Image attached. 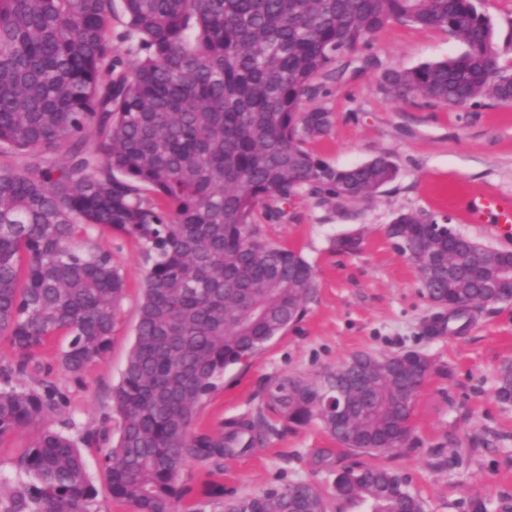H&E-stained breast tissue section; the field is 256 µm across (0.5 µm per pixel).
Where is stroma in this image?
Returning a JSON list of instances; mask_svg holds the SVG:
<instances>
[{
	"label": "stroma",
	"instance_id": "obj_1",
	"mask_svg": "<svg viewBox=\"0 0 512 512\" xmlns=\"http://www.w3.org/2000/svg\"><path fill=\"white\" fill-rule=\"evenodd\" d=\"M461 50L443 31L395 23L338 62L337 79L318 101L331 112L332 128L311 141L310 150L339 167L388 154L400 173L369 201L334 211L305 194L280 213L265 203L257 207L255 222L265 240L300 252L314 267L316 293L300 322L250 363L225 370L199 409L195 433L216 435L232 421L256 416L274 379L313 378L358 352L416 350L431 360L433 371L415 401V444L385 458L384 466L409 478L427 512H512V407L494 398L495 373L512 362V303L482 307L463 335L429 334L427 321L436 308L422 296L414 265L385 232L397 213L421 211L449 220L483 245L512 251V235L497 232L490 220L470 222L465 212L466 204L486 196L512 205V103L449 108L413 98L395 102L379 88L385 69L441 61ZM368 57L373 66H365ZM349 233L361 238L357 252L331 249L332 238ZM90 236L111 250L126 280L110 348L87 367L80 385L55 367L57 343L36 355L53 365L52 378L67 395L63 415L50 426L74 435L99 430L112 406V388L134 340L146 270L137 241L97 228ZM271 424L264 444L247 454L186 463L177 479L178 512H220L208 495L215 486L228 498L283 480L329 490V474L313 462L315 449L333 445L319 423L296 425L275 416ZM33 436L23 428L0 440V486L22 481L17 459ZM83 455L97 512H129L112 496L99 447ZM440 455L448 457L446 467H435Z\"/></svg>",
	"mask_w": 512,
	"mask_h": 512
}]
</instances>
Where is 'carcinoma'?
<instances>
[{
    "instance_id": "carcinoma-1",
    "label": "carcinoma",
    "mask_w": 512,
    "mask_h": 512,
    "mask_svg": "<svg viewBox=\"0 0 512 512\" xmlns=\"http://www.w3.org/2000/svg\"><path fill=\"white\" fill-rule=\"evenodd\" d=\"M127 29L112 40L115 0H0V151L26 158L0 167V335L15 359L0 365V437L62 415L67 395L43 378L34 353L62 336L59 365L75 379L111 343L125 280L112 252L91 247L106 228L141 243L144 278L135 340L112 389L103 427L77 439L44 427L18 460L26 481L0 496V512H95L80 446L115 445L101 462L112 496L130 512H175L176 481L191 458L244 454L262 440L251 418L193 435L198 410L224 370L253 359L298 322L313 299V266L262 239L256 207L305 193L330 208L364 202L399 175L383 154L335 167L306 148L328 133L331 112L306 109L328 95L334 64L392 23L441 30L464 51L441 62L385 69L394 101L448 107L512 103V68L479 0H122ZM416 211L386 227L418 271L421 292L446 309L429 326L458 335L473 311L503 300L512 251L487 247ZM361 239L331 241L355 253ZM431 372L418 351L357 353L316 378L282 377L266 407L320 423L339 448L381 457L413 443L415 398ZM495 398L512 403V363ZM330 495L283 482L226 499L222 512H426L398 471L337 466Z\"/></svg>"
}]
</instances>
